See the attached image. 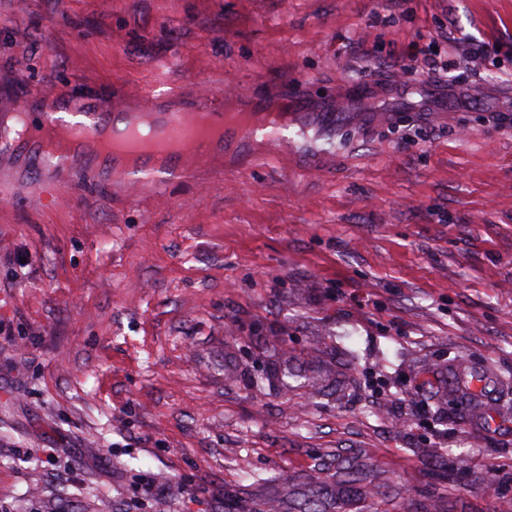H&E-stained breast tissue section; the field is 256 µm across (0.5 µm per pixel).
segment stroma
<instances>
[{
  "label": "stroma",
  "mask_w": 512,
  "mask_h": 512,
  "mask_svg": "<svg viewBox=\"0 0 512 512\" xmlns=\"http://www.w3.org/2000/svg\"><path fill=\"white\" fill-rule=\"evenodd\" d=\"M300 80L323 154L0 196V512L512 504V0H0V107Z\"/></svg>",
  "instance_id": "35a3bbf8"
}]
</instances>
